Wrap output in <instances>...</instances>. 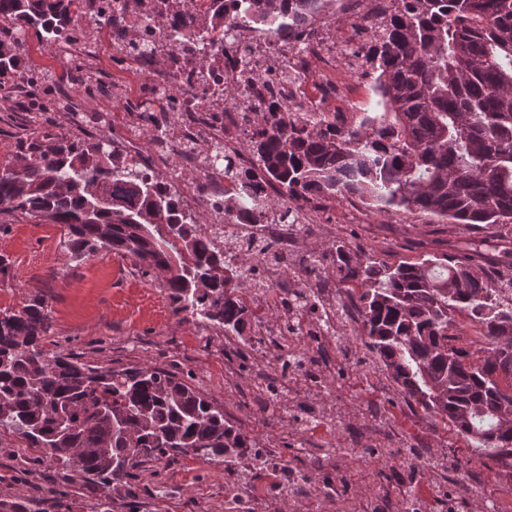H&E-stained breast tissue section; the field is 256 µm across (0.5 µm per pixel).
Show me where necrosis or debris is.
Wrapping results in <instances>:
<instances>
[{
  "mask_svg": "<svg viewBox=\"0 0 512 512\" xmlns=\"http://www.w3.org/2000/svg\"><path fill=\"white\" fill-rule=\"evenodd\" d=\"M393 0H316L308 10L305 27H297L291 15L279 17L273 24H243L234 9L224 16V36L215 47L209 66H201L200 49L206 34L181 25L160 24L147 12L144 0H114L111 11L112 45L124 51L132 30H140L148 46L149 58L163 61L164 67L144 91L143 102L158 96L163 87L178 84L182 90L175 109L182 122L177 129L166 130L154 138L151 152H141L134 141L125 144L126 154L141 169L152 172L159 158L182 149L187 139L219 135L225 153L240 170L253 168L255 161L242 143L256 130L257 116L271 105L287 107L289 121L323 115L327 103H344L354 89L363 84L368 71L366 55L378 22L393 10ZM232 80L238 92L235 99L224 94V80ZM212 109L205 122L197 117L201 102ZM215 246H223L225 233L267 240L281 252L294 251L299 237L294 225L271 218L252 224L248 201H241L231 211L219 214L204 228ZM255 288L246 300L256 304V317L249 334L257 354L266 351V338L274 328L265 317L267 310L282 301L291 305L295 325L294 339L304 345L308 334V295L319 299L320 317L326 321L344 311L348 321L358 322L353 298H346L343 308H336L334 281L313 272L298 287L283 290L280 267L263 263ZM264 470L272 478L269 495H253L240 483L241 473ZM229 478L224 486V512H272L278 500L286 498L291 485L307 482L305 473L286 469L265 448L233 457L224 464Z\"/></svg>",
  "mask_w": 512,
  "mask_h": 512,
  "instance_id": "4bbe7bcc",
  "label": "necrosis or debris"
}]
</instances>
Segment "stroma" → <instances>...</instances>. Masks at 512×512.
<instances>
[{
    "label": "stroma",
    "instance_id": "1",
    "mask_svg": "<svg viewBox=\"0 0 512 512\" xmlns=\"http://www.w3.org/2000/svg\"><path fill=\"white\" fill-rule=\"evenodd\" d=\"M77 39L86 48L79 71L72 69L66 49L27 39L24 63L39 83L19 84L11 98H0V164L11 160L16 143L40 132H66L88 142L132 137L149 148L137 110L156 68L117 51L111 38L98 33L82 32ZM206 147L202 141L197 155L163 159L160 175L179 191L217 189L219 178L205 174L198 157ZM1 223L6 229L0 231V255L10 269L0 278V310L20 309L35 296L47 298L53 324L47 349L105 365L160 366L190 378L258 447L276 449L285 464L314 481L331 479L340 486L338 498L328 502L315 500L312 486H304L279 512H351L352 504L402 489L446 490V497L433 502L439 510L512 512V469L406 399L358 335L337 341L334 354L321 363L320 384L294 391L295 403L333 409L336 417L334 426L303 438L282 424L253 385L258 372L280 379L277 346L260 357L249 340L181 320L159 277L142 276L129 259L111 253L75 259L60 225L18 212L1 213ZM471 237L466 226L440 224L421 213L387 215L331 201L298 246L304 253L327 254L341 241L396 263L454 252ZM34 456L24 440L0 432V499L24 501L29 512H96L106 497L115 512H224L223 465L192 455L145 462L135 478L110 486L35 462ZM384 456L394 457V464H381ZM413 458L436 465L416 474L408 468ZM50 485L64 490V497L45 500Z\"/></svg>",
    "mask_w": 512,
    "mask_h": 512
}]
</instances>
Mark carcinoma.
Wrapping results in <instances>:
<instances>
[{"instance_id":"obj_1","label":"carcinoma","mask_w":512,"mask_h":512,"mask_svg":"<svg viewBox=\"0 0 512 512\" xmlns=\"http://www.w3.org/2000/svg\"><path fill=\"white\" fill-rule=\"evenodd\" d=\"M182 0H151L175 23ZM225 0L197 23L224 31ZM250 23L288 10L303 18L310 0H247ZM77 0H0V91L26 75L22 37L58 44ZM379 112H351L339 126L321 118L290 123L264 113L250 137L256 167L241 174L214 141L205 158L249 191L271 178L280 202L251 197L258 214L294 223L300 203L356 196L379 213L420 212L475 230L512 224V0H402L367 55ZM59 224L78 258L101 251L131 259L141 275H163L173 313L241 336L249 309L236 293L254 277L241 264L224 277V251L183 212L159 176L107 148L65 133L34 138L0 166V212ZM493 278L467 256L434 253L386 263L336 245L339 283L358 289L359 335L402 392L426 415L512 459V249ZM464 312L487 340L472 352L452 343ZM48 301L35 297L0 312V429L40 458L103 485L129 480L146 461L189 453L222 463L255 447L224 408L161 367L99 365L50 351Z\"/></svg>"}]
</instances>
